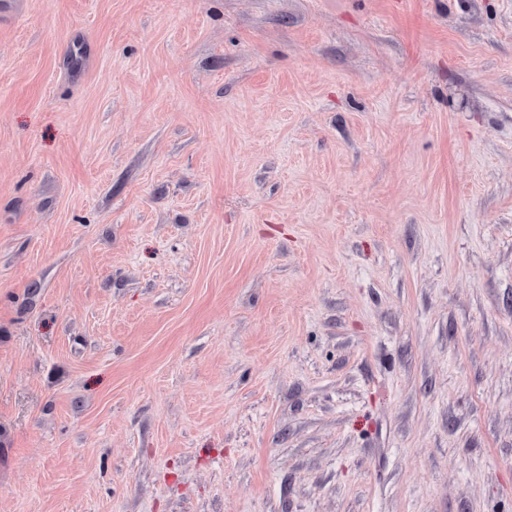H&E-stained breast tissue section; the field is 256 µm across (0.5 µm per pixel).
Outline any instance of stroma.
<instances>
[{"instance_id": "1", "label": "stroma", "mask_w": 512, "mask_h": 512, "mask_svg": "<svg viewBox=\"0 0 512 512\" xmlns=\"http://www.w3.org/2000/svg\"><path fill=\"white\" fill-rule=\"evenodd\" d=\"M0 512H512V0L0 16Z\"/></svg>"}]
</instances>
